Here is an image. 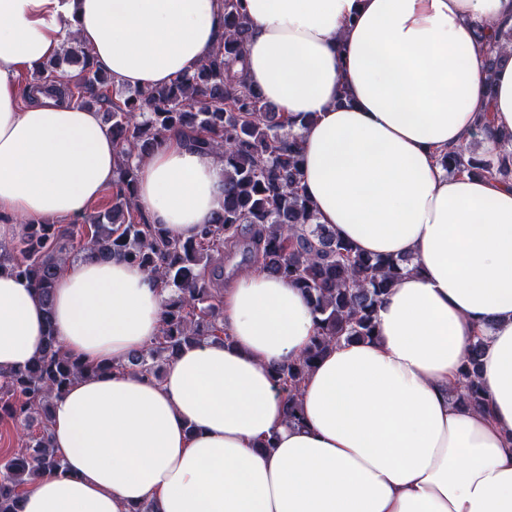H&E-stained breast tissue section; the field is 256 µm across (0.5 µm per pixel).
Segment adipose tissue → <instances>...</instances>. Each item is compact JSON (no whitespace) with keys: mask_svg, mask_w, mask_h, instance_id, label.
<instances>
[{"mask_svg":"<svg viewBox=\"0 0 512 512\" xmlns=\"http://www.w3.org/2000/svg\"><path fill=\"white\" fill-rule=\"evenodd\" d=\"M245 75L296 122L320 223L368 255L408 257L378 333L343 342L301 385L289 422L273 369L315 333L302 292L253 268L224 286L230 341L181 351L161 380L119 371L158 336L168 296L137 264L66 263L45 311L0 272V373L45 325L90 366L51 407L62 469L18 512H512V186L446 172L479 113L512 131V60L486 82L477 31L512 29V0H244ZM75 35L130 88L193 73L224 40L221 0H0V240L25 217L83 216L113 185L98 112L19 77ZM224 162L172 137L144 164L138 208L177 235L212 223ZM488 404L452 398L477 332Z\"/></svg>","mask_w":512,"mask_h":512,"instance_id":"ef3b65f1","label":"adipose tissue"}]
</instances>
